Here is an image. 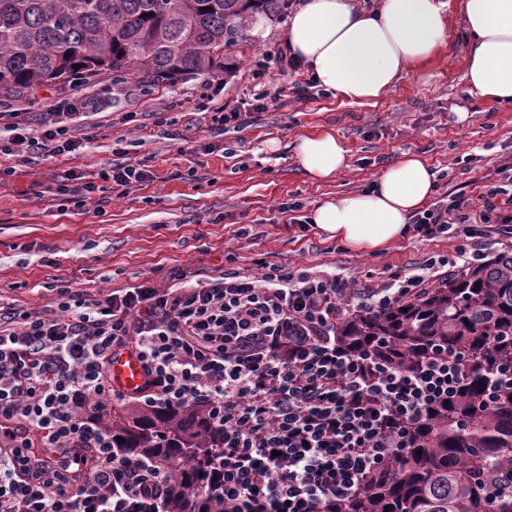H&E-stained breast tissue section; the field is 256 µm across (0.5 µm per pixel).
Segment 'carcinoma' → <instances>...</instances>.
Wrapping results in <instances>:
<instances>
[{"mask_svg":"<svg viewBox=\"0 0 512 512\" xmlns=\"http://www.w3.org/2000/svg\"><path fill=\"white\" fill-rule=\"evenodd\" d=\"M288 0H0V92L102 74L147 88L177 75L224 70V49ZM481 282L475 286V282ZM349 351L373 350L411 369L445 350L458 356L455 400L425 413L410 446L369 476L336 512H512V251L466 267L387 309L336 324ZM114 446L182 461L171 512H221L208 460L223 445L194 409H130L112 417Z\"/></svg>","mask_w":512,"mask_h":512,"instance_id":"cac0c4a2","label":"carcinoma"}]
</instances>
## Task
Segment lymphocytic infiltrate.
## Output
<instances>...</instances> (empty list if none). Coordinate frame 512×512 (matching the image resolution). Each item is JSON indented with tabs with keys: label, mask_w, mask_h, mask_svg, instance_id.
Wrapping results in <instances>:
<instances>
[{
	"label": "lymphocytic infiltrate",
	"mask_w": 512,
	"mask_h": 512,
	"mask_svg": "<svg viewBox=\"0 0 512 512\" xmlns=\"http://www.w3.org/2000/svg\"><path fill=\"white\" fill-rule=\"evenodd\" d=\"M78 110L0 113L13 146L59 155L89 138ZM512 223V191L447 194L415 213L424 237L454 233L453 253L417 272L354 287L336 272L261 276L227 271L192 284L150 282L95 297L61 289L54 306L0 312V512H169L174 468L114 448L103 420L113 400L144 409L192 408L223 430L211 469L224 512H331L406 448L428 409L455 392V357L404 371L347 351L336 322L381 310L482 263L496 224ZM130 351L143 384H114L113 358Z\"/></svg>",
	"instance_id": "lymphocytic-infiltrate-1"
}]
</instances>
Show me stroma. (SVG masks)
Instances as JSON below:
<instances>
[{
	"label": "stroma",
	"instance_id": "1",
	"mask_svg": "<svg viewBox=\"0 0 512 512\" xmlns=\"http://www.w3.org/2000/svg\"><path fill=\"white\" fill-rule=\"evenodd\" d=\"M446 47L411 68L381 98L350 102L328 93L268 102L243 124L218 128L212 115L251 103L297 80L283 43L287 17L263 20L246 43L229 47V73L187 75L153 89L135 80L113 84L43 85L23 95L0 94V111L26 113L38 127L65 99L93 100L90 143L48 155L34 146L0 157V308L54 304L57 291L108 293L143 280L166 288L179 277L204 281L226 271L254 274L257 262L284 270H338L357 287L391 272L408 274L455 241L417 232L370 254L301 225L321 202L367 191L407 151L434 174L435 194L477 195L485 175L512 165V107L493 103L467 83L469 35L461 0H446ZM326 131L348 151L335 179L312 178L294 142ZM195 149L183 152L185 141ZM148 160L152 177L123 198L104 193L101 171ZM95 190L85 206L60 209L62 180ZM300 203L296 214L284 203Z\"/></svg>",
	"mask_w": 512,
	"mask_h": 512
}]
</instances>
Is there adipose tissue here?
Here are the masks:
<instances>
[{"label":"adipose tissue","mask_w":512,"mask_h":512,"mask_svg":"<svg viewBox=\"0 0 512 512\" xmlns=\"http://www.w3.org/2000/svg\"><path fill=\"white\" fill-rule=\"evenodd\" d=\"M461 12L470 36V87L493 102L512 104V0H461ZM448 26L442 0H380L370 11L357 9L353 0H300L283 40L320 87L364 101L378 99L410 67L437 57ZM294 153L320 181L347 166L344 145L329 132L299 138ZM433 192L430 167L406 153L370 191L321 203L312 222L327 238L373 253L403 235Z\"/></svg>","instance_id":"obj_1"}]
</instances>
